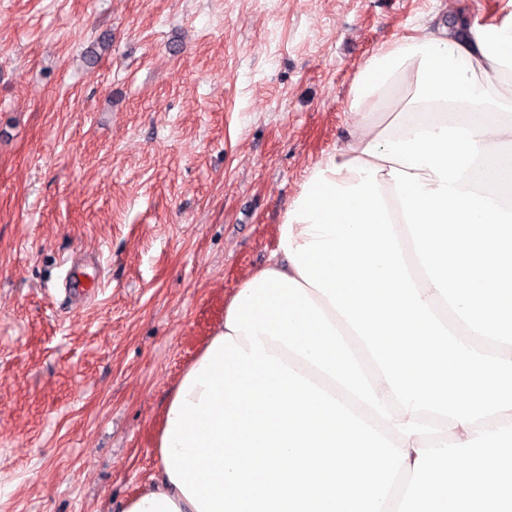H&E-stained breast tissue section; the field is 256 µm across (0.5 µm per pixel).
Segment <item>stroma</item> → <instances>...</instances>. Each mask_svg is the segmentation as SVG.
Instances as JSON below:
<instances>
[{
	"label": "stroma",
	"instance_id": "stroma-1",
	"mask_svg": "<svg viewBox=\"0 0 512 512\" xmlns=\"http://www.w3.org/2000/svg\"><path fill=\"white\" fill-rule=\"evenodd\" d=\"M507 0H0V512H123L353 76Z\"/></svg>",
	"mask_w": 512,
	"mask_h": 512
}]
</instances>
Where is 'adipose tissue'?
<instances>
[{"instance_id":"adipose-tissue-1","label":"adipose tissue","mask_w":512,"mask_h":512,"mask_svg":"<svg viewBox=\"0 0 512 512\" xmlns=\"http://www.w3.org/2000/svg\"><path fill=\"white\" fill-rule=\"evenodd\" d=\"M346 138L315 162V170L341 166L333 175L340 186L358 184L344 163L363 162L376 141L405 139L412 128H430L475 120L487 126L479 146L512 143V11L499 21L467 29L423 24L376 49L354 77L348 97ZM377 180L394 222L405 263L422 300L440 294L417 263L394 181L387 172ZM123 512H197L168 473L131 497Z\"/></svg>"}]
</instances>
